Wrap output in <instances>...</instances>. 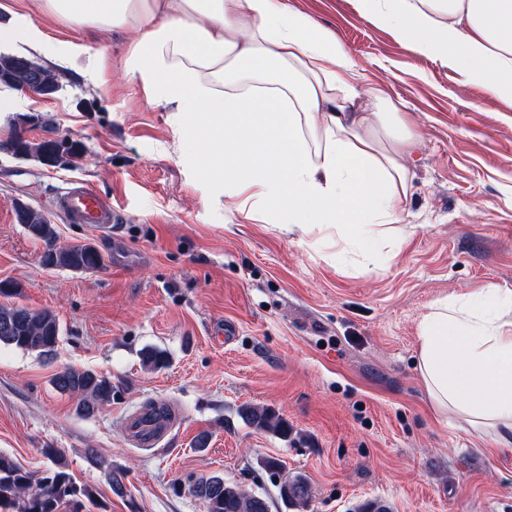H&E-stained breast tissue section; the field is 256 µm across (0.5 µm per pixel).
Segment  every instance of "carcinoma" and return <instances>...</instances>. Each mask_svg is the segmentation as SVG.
I'll return each mask as SVG.
<instances>
[{
	"label": "carcinoma",
	"mask_w": 512,
	"mask_h": 512,
	"mask_svg": "<svg viewBox=\"0 0 512 512\" xmlns=\"http://www.w3.org/2000/svg\"><path fill=\"white\" fill-rule=\"evenodd\" d=\"M24 57L0 53V86L13 88L29 79L23 64ZM54 140L39 142L19 141L10 136L0 142V149L41 161ZM26 212L28 235L44 244L41 262L59 269L77 272L96 271L103 267L104 259L97 248L89 244L56 245L54 225L39 212L21 203L15 210ZM20 295L16 283L0 282V345L12 346L41 355L53 351L60 336L56 315L48 309L34 310L13 301ZM141 363L147 371L164 369L169 364L168 354L157 348L141 353ZM54 387L77 400L76 410L90 416L102 405L112 401V380L92 370L65 368L52 379ZM241 419L250 427L288 437V422L274 410L252 404L240 407ZM44 454L55 470L38 478L8 454L0 453V512H84L86 504H95L93 492L72 482L64 471L65 461L58 448H47ZM189 491L199 497L205 512H270L267 499L251 493L221 476L188 478ZM279 497L292 512H307L312 500V488L307 478L296 474L278 485Z\"/></svg>",
	"instance_id": "1"
}]
</instances>
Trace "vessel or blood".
Here are the masks:
<instances>
[{
    "label": "vessel or blood",
    "mask_w": 512,
    "mask_h": 512,
    "mask_svg": "<svg viewBox=\"0 0 512 512\" xmlns=\"http://www.w3.org/2000/svg\"><path fill=\"white\" fill-rule=\"evenodd\" d=\"M55 208L71 222L89 225L96 232L106 235L113 233L121 220L119 211L110 199L85 185L74 186L60 193ZM129 434L144 446L156 445L164 437L157 422L142 415L130 420Z\"/></svg>",
    "instance_id": "b4317fda"
}]
</instances>
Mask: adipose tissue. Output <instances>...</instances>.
Here are the masks:
<instances>
[{
  "label": "adipose tissue",
  "instance_id": "obj_1",
  "mask_svg": "<svg viewBox=\"0 0 512 512\" xmlns=\"http://www.w3.org/2000/svg\"><path fill=\"white\" fill-rule=\"evenodd\" d=\"M359 14L416 53L512 102V0H356ZM70 27L134 32L129 83L174 114L224 197L251 220L332 230L371 264L404 221L416 124L381 91L351 83L335 34L288 0H40ZM66 69L86 60L111 86L108 46L51 36L18 14L0 44ZM417 371L436 409L512 433V291L435 300L418 325Z\"/></svg>",
  "mask_w": 512,
  "mask_h": 512
}]
</instances>
